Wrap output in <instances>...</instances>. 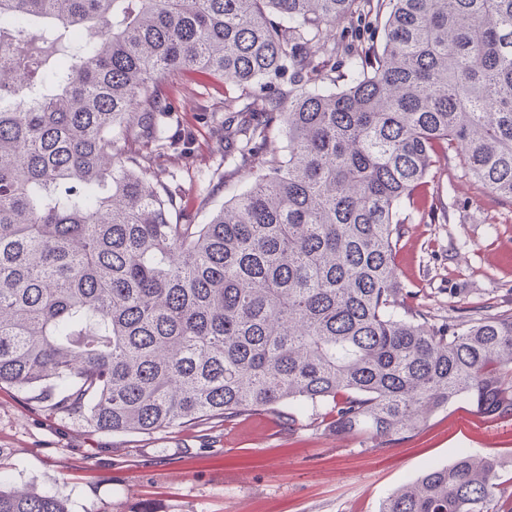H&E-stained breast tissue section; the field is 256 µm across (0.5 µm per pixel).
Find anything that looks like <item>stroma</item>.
Instances as JSON below:
<instances>
[{
  "mask_svg": "<svg viewBox=\"0 0 512 512\" xmlns=\"http://www.w3.org/2000/svg\"><path fill=\"white\" fill-rule=\"evenodd\" d=\"M165 91L195 150L163 167L187 209L204 197L219 208L231 193L205 191L204 172L224 165L210 123L223 118L225 99L245 105L251 90L186 71ZM427 196L448 215L430 224L405 213L396 266L409 305L442 316L482 304L512 309V206L454 161L437 170ZM464 451L494 456L512 492V417L480 413L464 398L385 442L336 433L312 409L288 406L151 435L104 433L0 385V488L58 496L68 512H379L394 489Z\"/></svg>",
  "mask_w": 512,
  "mask_h": 512,
  "instance_id": "35a3bbf8",
  "label": "stroma"
}]
</instances>
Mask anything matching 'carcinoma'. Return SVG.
I'll use <instances>...</instances> for the list:
<instances>
[{"mask_svg": "<svg viewBox=\"0 0 512 512\" xmlns=\"http://www.w3.org/2000/svg\"><path fill=\"white\" fill-rule=\"evenodd\" d=\"M1 40L67 53L0 67V385L113 434L292 403L386 441L461 397L512 416V309L410 308L395 263L442 160L512 205V0H0ZM183 71L253 88L212 126L235 163L212 189L267 156L192 215L157 165L191 154L161 91ZM504 497L463 453L379 512ZM0 512L68 509L0 489Z\"/></svg>", "mask_w": 512, "mask_h": 512, "instance_id": "carcinoma-1", "label": "carcinoma"}]
</instances>
